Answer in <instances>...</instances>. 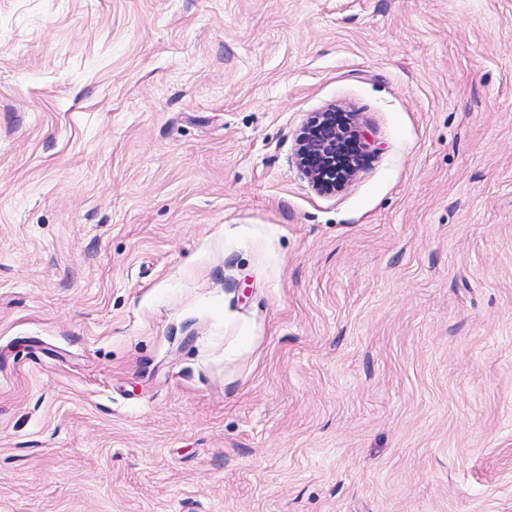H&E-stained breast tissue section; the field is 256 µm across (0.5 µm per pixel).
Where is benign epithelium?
<instances>
[{"label":"benign epithelium","instance_id":"obj_1","mask_svg":"<svg viewBox=\"0 0 512 512\" xmlns=\"http://www.w3.org/2000/svg\"><path fill=\"white\" fill-rule=\"evenodd\" d=\"M368 142L349 115L330 107L315 112L298 139L302 172L318 190L335 191L346 186L367 155Z\"/></svg>","mask_w":512,"mask_h":512}]
</instances>
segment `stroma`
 Wrapping results in <instances>:
<instances>
[{
	"label": "stroma",
	"mask_w": 512,
	"mask_h": 512,
	"mask_svg": "<svg viewBox=\"0 0 512 512\" xmlns=\"http://www.w3.org/2000/svg\"><path fill=\"white\" fill-rule=\"evenodd\" d=\"M0 512H512V0H0ZM369 144L349 115L330 107L315 112L298 139L302 172L318 190L346 186L359 171Z\"/></svg>",
	"instance_id": "obj_1"
}]
</instances>
